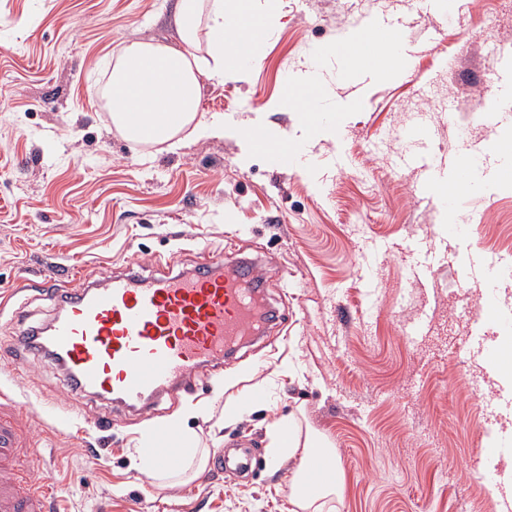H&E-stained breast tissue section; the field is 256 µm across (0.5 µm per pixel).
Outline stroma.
<instances>
[{"mask_svg": "<svg viewBox=\"0 0 512 512\" xmlns=\"http://www.w3.org/2000/svg\"><path fill=\"white\" fill-rule=\"evenodd\" d=\"M441 0H283L273 40L248 80L204 82L200 109L224 115L223 138L169 151L137 146L114 128L99 100L114 57L131 40L172 42L174 0H0V347L59 309L43 287L126 268L150 275L154 258L177 270L206 258L255 260L282 328L237 364L208 374L192 395L94 427L105 403L64 396L59 369L42 354L0 360V383L19 414L20 462L53 477L50 512H293L294 464L243 483L203 470L184 484L142 473L144 432L185 413L184 430L205 453L246 443L269 456L270 429L296 418L334 448L345 474L337 512H498L481 471L495 405L486 366L473 358L470 319L486 276L475 258L512 256V184L491 164L475 176L463 212L466 240L438 232L450 215L412 195L423 172L400 168L401 133L427 122L432 150L452 164L469 144L512 136V111L495 127L483 112L512 101V77L485 68L512 49V12L501 0H464L440 25ZM365 14L407 23L410 66L302 84L312 49L335 42ZM295 79L284 93L285 78ZM344 107L342 138L304 139L313 90ZM267 126L302 143L309 171L270 169L236 137ZM236 209V224L224 222ZM432 271L421 277L418 265ZM426 325L410 336L418 317ZM260 405L224 408L247 388Z\"/></svg>", "mask_w": 512, "mask_h": 512, "instance_id": "1", "label": "stroma"}]
</instances>
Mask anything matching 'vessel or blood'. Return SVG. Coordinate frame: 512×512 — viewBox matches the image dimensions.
I'll return each mask as SVG.
<instances>
[{
	"mask_svg": "<svg viewBox=\"0 0 512 512\" xmlns=\"http://www.w3.org/2000/svg\"><path fill=\"white\" fill-rule=\"evenodd\" d=\"M371 22L390 37L382 52L351 51L339 42L314 48L316 60L334 59L344 72L372 64L402 67V21L375 16ZM308 107L316 128L339 133V105L315 97ZM256 139L265 148L270 168L308 167L302 146L288 141L282 132L261 131ZM401 140V165L426 172L415 195L445 208L454 206L474 169L495 151L491 145L469 150L448 172L430 149L431 136L424 123L406 128ZM258 281L255 263L245 259L229 269L208 260L191 273L165 271L151 277L132 271L111 273L63 294L60 315L43 330L21 331L14 347L48 356L63 373L64 394H93L141 410L167 396L194 393L199 370L223 363L244 338L257 335L263 325L276 324V311L263 308L255 297L253 286ZM17 446L15 417L1 410L0 512H48L53 482L32 468L17 472L12 465ZM140 455L152 469L173 467L177 460L164 432L145 436ZM213 466L247 479L254 470V456L243 445L226 448L215 452Z\"/></svg>",
	"mask_w": 512,
	"mask_h": 512,
	"instance_id": "vessel-or-blood-1",
	"label": "vessel or blood"
}]
</instances>
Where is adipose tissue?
<instances>
[{
    "instance_id": "obj_1",
    "label": "adipose tissue",
    "mask_w": 512,
    "mask_h": 512,
    "mask_svg": "<svg viewBox=\"0 0 512 512\" xmlns=\"http://www.w3.org/2000/svg\"><path fill=\"white\" fill-rule=\"evenodd\" d=\"M281 0H175L173 23L178 45L159 40H133L123 46L107 83L112 124L136 143L178 147L182 133L195 139L224 134V115L201 112L203 81L243 78V71L226 63V51L259 62L262 42L249 36L252 26L274 31ZM236 22L228 37L227 22ZM272 461L281 453L295 458L291 497L300 512H322L319 501L341 496L344 481L332 449L315 436L301 437L295 423L278 426ZM319 457L326 464L314 490H307V464Z\"/></svg>"
}]
</instances>
